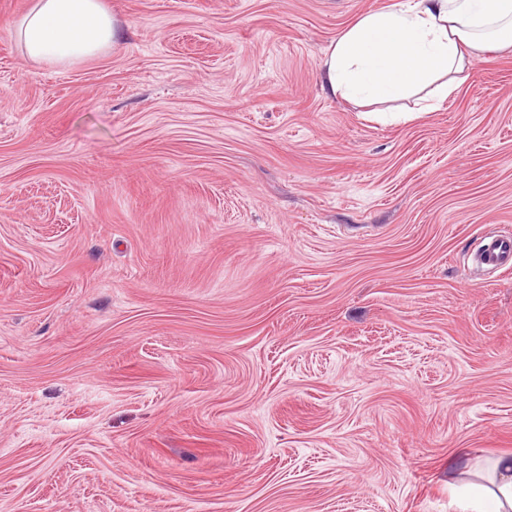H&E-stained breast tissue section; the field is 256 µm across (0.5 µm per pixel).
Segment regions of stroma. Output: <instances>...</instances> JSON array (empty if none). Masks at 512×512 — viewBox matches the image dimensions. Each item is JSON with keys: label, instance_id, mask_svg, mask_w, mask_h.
I'll return each instance as SVG.
<instances>
[{"label": "stroma", "instance_id": "35a3bbf8", "mask_svg": "<svg viewBox=\"0 0 512 512\" xmlns=\"http://www.w3.org/2000/svg\"><path fill=\"white\" fill-rule=\"evenodd\" d=\"M68 67L0 0V512H454L512 451V48L437 108L319 63L400 0H104ZM477 270L488 273L512 270V235H489L476 252Z\"/></svg>", "mask_w": 512, "mask_h": 512}]
</instances>
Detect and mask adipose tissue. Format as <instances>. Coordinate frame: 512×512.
<instances>
[{
    "label": "adipose tissue",
    "mask_w": 512,
    "mask_h": 512,
    "mask_svg": "<svg viewBox=\"0 0 512 512\" xmlns=\"http://www.w3.org/2000/svg\"><path fill=\"white\" fill-rule=\"evenodd\" d=\"M15 34L30 59L70 64L99 55L117 37L103 0H36ZM512 47V0H402L363 14L321 61L324 89L346 100L388 103L423 90L443 100L470 52ZM449 485L459 512H512V452L456 453Z\"/></svg>",
    "instance_id": "adipose-tissue-1"
}]
</instances>
